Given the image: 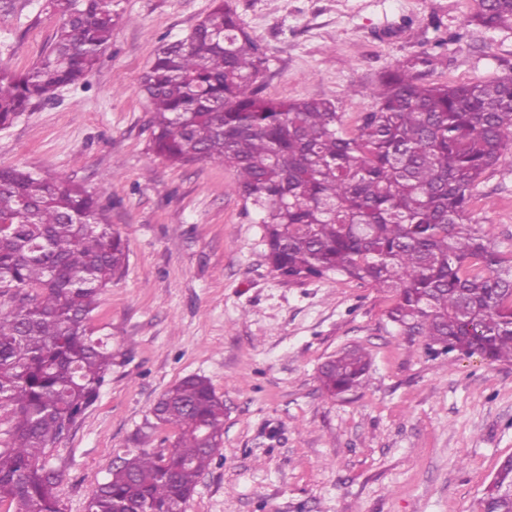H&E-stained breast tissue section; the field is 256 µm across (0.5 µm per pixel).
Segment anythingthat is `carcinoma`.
Listing matches in <instances>:
<instances>
[{"label": "carcinoma", "instance_id": "cac0c4a2", "mask_svg": "<svg viewBox=\"0 0 512 512\" xmlns=\"http://www.w3.org/2000/svg\"><path fill=\"white\" fill-rule=\"evenodd\" d=\"M61 24L23 73L0 67V127L35 100L96 68L112 40L115 0H49ZM468 23L512 29V0H479ZM267 51L232 0L185 37L163 43L141 78L152 145L173 164L203 160L236 172L262 214L266 259L295 279L329 274L394 290L389 318L428 345L512 363V256L468 218L483 174L512 145V76L421 83L410 69L370 87L373 105L347 130L329 99L261 94ZM126 239L82 186L0 166V507L60 512L56 446L112 371V344L90 326L101 291L125 272ZM370 360L344 349L321 368L337 398L364 382ZM175 430L170 465L141 451L108 471L86 512H181L223 444L224 400L186 377L152 409ZM481 512H512V457Z\"/></svg>", "mask_w": 512, "mask_h": 512}]
</instances>
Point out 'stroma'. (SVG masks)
<instances>
[{
  "mask_svg": "<svg viewBox=\"0 0 512 512\" xmlns=\"http://www.w3.org/2000/svg\"><path fill=\"white\" fill-rule=\"evenodd\" d=\"M44 0H0V64L28 69L60 25ZM213 0H119L87 85L57 89L0 128V165L84 187L126 238L129 263L91 314L112 373L50 456L61 512H85L112 463L139 451L161 394L184 377L224 400V445L185 512H481L512 456V363L428 346L393 323V296L342 276L287 280L265 262L261 215L233 169L174 165L152 150L140 80L163 41ZM267 50L258 80L279 100L331 99L347 124L385 69L421 51L423 82L512 75V29L468 24L475 0H233ZM473 223L512 254V147L481 179ZM370 358L365 385L331 399L319 370Z\"/></svg>",
  "mask_w": 512,
  "mask_h": 512,
  "instance_id": "stroma-1",
  "label": "stroma"
}]
</instances>
